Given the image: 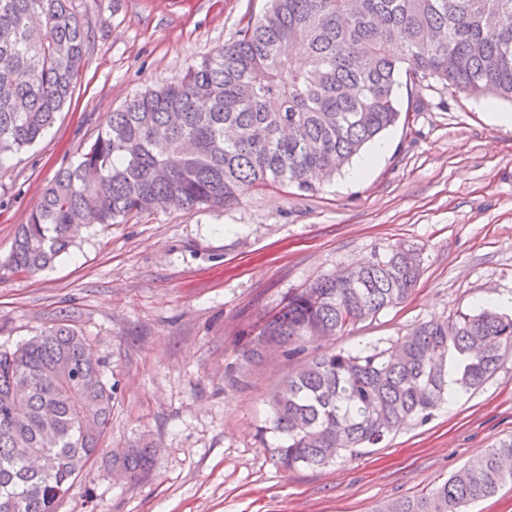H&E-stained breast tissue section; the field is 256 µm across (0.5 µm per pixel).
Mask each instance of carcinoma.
I'll return each instance as SVG.
<instances>
[{
	"instance_id": "1",
	"label": "carcinoma",
	"mask_w": 512,
	"mask_h": 512,
	"mask_svg": "<svg viewBox=\"0 0 512 512\" xmlns=\"http://www.w3.org/2000/svg\"><path fill=\"white\" fill-rule=\"evenodd\" d=\"M91 35L74 0H0V166L35 144L71 100ZM304 48L308 66L284 57ZM512 102V0H270L263 15L183 75L133 96L21 225L9 266L35 274L67 253L82 225L170 206L226 208L272 184L313 192L400 116L401 77ZM420 275L413 249L293 293L226 370L237 384L279 352L289 361L404 301ZM512 347V316L492 307L414 326L386 348L326 350L270 396L271 449L286 471L323 467L429 419L453 388L473 389ZM456 366L448 372V354ZM116 384L86 336L60 319L0 348V512H57L95 461ZM148 445L112 452L129 479ZM512 437L417 498L380 512H462L512 484Z\"/></svg>"
}]
</instances>
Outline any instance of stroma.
<instances>
[{
	"label": "stroma",
	"instance_id": "1",
	"mask_svg": "<svg viewBox=\"0 0 512 512\" xmlns=\"http://www.w3.org/2000/svg\"><path fill=\"white\" fill-rule=\"evenodd\" d=\"M92 36L74 97L32 147L0 168V346L59 317L81 330L117 385L98 464L58 512H378L416 497L512 435V349L482 386L455 394L384 447L323 468L284 471L269 449V393L284 357L233 386L224 370L242 336L312 281L414 246L408 299L328 341L386 346L418 323L512 297V103L439 82L396 90L401 116L360 181L317 192L269 185L226 209L168 208L82 230L36 274L10 271L16 233L46 186L74 165L110 114L232 41L268 0H74ZM155 466L115 478L112 450L137 440Z\"/></svg>",
	"mask_w": 512,
	"mask_h": 512
}]
</instances>
